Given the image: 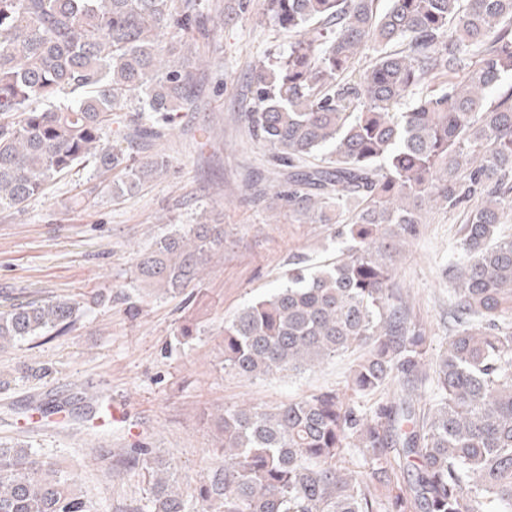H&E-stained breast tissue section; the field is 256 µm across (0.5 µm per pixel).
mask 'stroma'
Instances as JSON below:
<instances>
[{"label": "stroma", "mask_w": 512, "mask_h": 512, "mask_svg": "<svg viewBox=\"0 0 512 512\" xmlns=\"http://www.w3.org/2000/svg\"><path fill=\"white\" fill-rule=\"evenodd\" d=\"M210 31L199 40L196 94L156 149L166 172L139 191L101 194L85 205L90 173L72 172L23 208L0 212V311L30 299L80 303L63 335L37 336L0 352V446L28 448L57 462L94 512L147 504L146 480L125 462L137 448L160 449L191 478L223 465L212 446L213 419L241 402L274 406L326 388H344L348 352L302 374L249 380L223 370L224 323L279 287L289 260L334 257V227L289 217L267 197L276 180L267 152L249 137L251 70L286 53L291 34L262 16V0H194ZM466 210L432 213L395 272L433 353L452 333L446 269ZM224 227V251L208 264L191 297L138 298L130 286L137 250L182 224ZM190 344L176 341L185 321ZM62 406L68 422L32 419L33 405ZM121 420L104 424L107 405Z\"/></svg>", "instance_id": "1"}]
</instances>
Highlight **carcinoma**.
<instances>
[{"instance_id": "1", "label": "carcinoma", "mask_w": 512, "mask_h": 512, "mask_svg": "<svg viewBox=\"0 0 512 512\" xmlns=\"http://www.w3.org/2000/svg\"><path fill=\"white\" fill-rule=\"evenodd\" d=\"M263 0L288 52L258 62L250 137L288 177L275 200L343 247L288 263L287 284L224 324L222 368L247 379L362 357L345 389L273 408H224V467L190 492L138 448L148 512H512V0ZM206 23L186 0H0V210L22 207L78 166L91 204L167 169L142 140L195 93ZM475 203L448 266L452 335L436 360L394 287L428 208ZM224 250V225L187 224L137 254L133 287L176 298ZM79 302L22 301L0 313V351L52 330ZM397 393L365 408L387 388ZM358 452L363 470L341 463ZM0 512H91L63 470L0 447Z\"/></svg>"}]
</instances>
